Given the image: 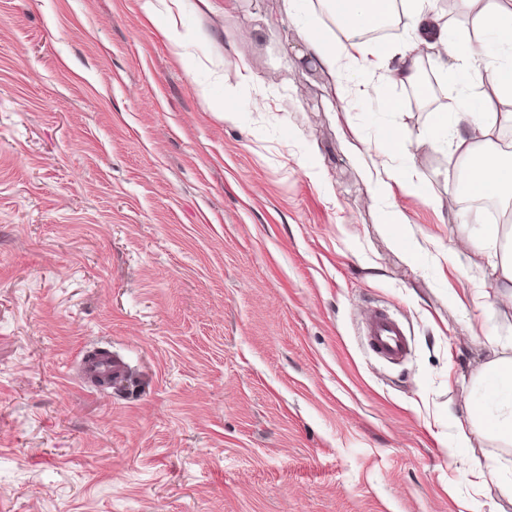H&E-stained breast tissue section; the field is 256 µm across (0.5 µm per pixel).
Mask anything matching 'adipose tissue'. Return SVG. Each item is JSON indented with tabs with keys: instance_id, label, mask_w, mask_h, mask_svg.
<instances>
[{
	"instance_id": "adipose-tissue-1",
	"label": "adipose tissue",
	"mask_w": 512,
	"mask_h": 512,
	"mask_svg": "<svg viewBox=\"0 0 512 512\" xmlns=\"http://www.w3.org/2000/svg\"><path fill=\"white\" fill-rule=\"evenodd\" d=\"M435 0H345V12H338L336 0H327L326 19L330 23H343L347 41L328 46L320 37L309 35L312 58L329 74L343 68H389L392 78L403 85L420 81L418 59L423 52H431L440 64L455 61L457 68L469 77L480 78L487 59V40L495 38L506 50L496 70L497 90L501 97L512 101V0H460L463 10H477V36L449 44L448 31L441 26L434 10ZM403 5L412 21L413 36L405 49L387 51L364 40L363 30L384 23L395 5ZM458 124L452 132L451 142L456 151L469 158L465 185L470 195L512 198V151L492 144L494 130L487 114L469 106H462L455 117L440 112L435 116L438 128ZM485 137L484 146H477L475 136ZM461 248L478 246L500 256V293L502 304L512 305V231L501 224H486L480 238H466ZM477 401L465 400L470 427L461 431V441L477 435L512 446V356L490 360L483 372L473 379Z\"/></svg>"
}]
</instances>
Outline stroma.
Listing matches in <instances>:
<instances>
[{
	"mask_svg": "<svg viewBox=\"0 0 512 512\" xmlns=\"http://www.w3.org/2000/svg\"><path fill=\"white\" fill-rule=\"evenodd\" d=\"M324 13L0 0V512H512L472 473L512 447L457 439L512 306L455 250L485 210L432 128L496 59L416 100L310 59ZM374 309L404 360L368 353ZM96 348L124 382L82 381ZM408 141V134L400 131L387 138L383 147L375 155L374 167L386 170L389 167L388 160L390 158L405 155L408 152Z\"/></svg>",
	"mask_w": 512,
	"mask_h": 512,
	"instance_id": "stroma-1",
	"label": "stroma"
}]
</instances>
